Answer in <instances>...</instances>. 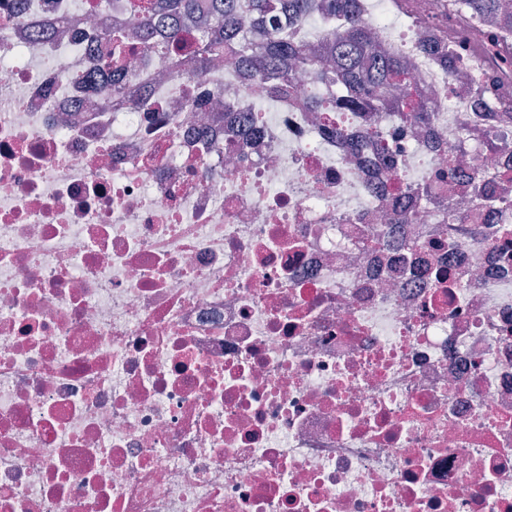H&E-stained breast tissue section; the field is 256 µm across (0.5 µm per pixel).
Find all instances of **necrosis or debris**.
Listing matches in <instances>:
<instances>
[{
    "instance_id": "necrosis-or-debris-1",
    "label": "necrosis or debris",
    "mask_w": 512,
    "mask_h": 512,
    "mask_svg": "<svg viewBox=\"0 0 512 512\" xmlns=\"http://www.w3.org/2000/svg\"><path fill=\"white\" fill-rule=\"evenodd\" d=\"M375 5L429 128L146 51L105 100L127 0H0V512H512V23Z\"/></svg>"
}]
</instances>
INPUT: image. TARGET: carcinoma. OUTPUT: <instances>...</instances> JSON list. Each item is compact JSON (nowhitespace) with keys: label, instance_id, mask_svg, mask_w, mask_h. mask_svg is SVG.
<instances>
[{"label":"carcinoma","instance_id":"carcinoma-1","mask_svg":"<svg viewBox=\"0 0 512 512\" xmlns=\"http://www.w3.org/2000/svg\"><path fill=\"white\" fill-rule=\"evenodd\" d=\"M200 0H128L131 12L143 17L145 33L133 28H114L103 32L110 46L108 72L100 80L105 90L119 82L128 58L142 49L159 55H180L179 64L194 77H200L217 61L246 65L245 75L257 78L272 97L277 98L296 86L297 76L306 72L317 82L331 87L342 81L348 93L328 101L310 103L323 111L334 103L343 109L360 110L388 90L399 91L395 113L404 122L424 125L434 108L406 93V63L379 51L371 30L365 28L352 9L355 0H330L327 8L336 19L334 41L312 48L288 40L281 21H311L312 0H205L208 9L197 8ZM473 11L490 10L508 18L512 11L509 0H464ZM247 14L268 27L264 48L247 44L238 31L243 28L240 16ZM197 17L198 33L190 44L179 37L177 23L186 17Z\"/></svg>","mask_w":512,"mask_h":512}]
</instances>
